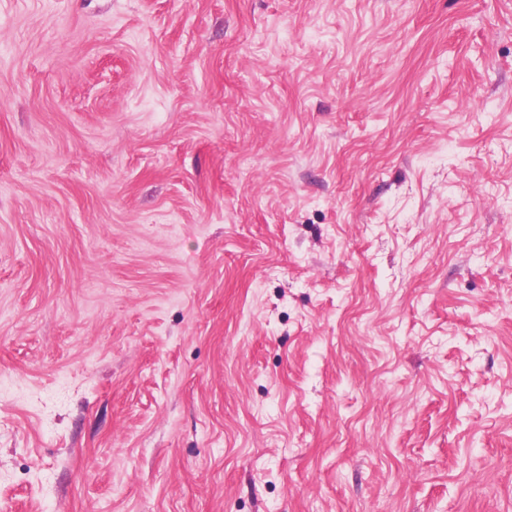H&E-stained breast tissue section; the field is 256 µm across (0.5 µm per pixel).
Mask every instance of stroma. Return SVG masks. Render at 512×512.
Wrapping results in <instances>:
<instances>
[{
    "label": "stroma",
    "instance_id": "35a3bbf8",
    "mask_svg": "<svg viewBox=\"0 0 512 512\" xmlns=\"http://www.w3.org/2000/svg\"><path fill=\"white\" fill-rule=\"evenodd\" d=\"M0 512H512V0H0Z\"/></svg>",
    "mask_w": 512,
    "mask_h": 512
}]
</instances>
